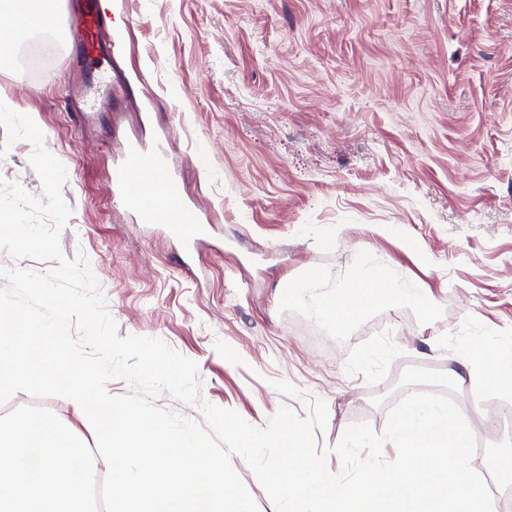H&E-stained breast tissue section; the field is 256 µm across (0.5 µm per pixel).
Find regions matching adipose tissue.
I'll list each match as a JSON object with an SVG mask.
<instances>
[{"label": "adipose tissue", "instance_id": "1", "mask_svg": "<svg viewBox=\"0 0 512 512\" xmlns=\"http://www.w3.org/2000/svg\"><path fill=\"white\" fill-rule=\"evenodd\" d=\"M53 0H42V7L34 14L20 16L0 0V44L10 45L24 32L41 24L51 14ZM324 276L311 271L304 287L312 294V312L319 317L343 320L371 308H383L399 301L423 303L424 298L414 281L399 273L393 263L384 257L367 259L358 273L346 284L338 287L333 302L317 296Z\"/></svg>", "mask_w": 512, "mask_h": 512}]
</instances>
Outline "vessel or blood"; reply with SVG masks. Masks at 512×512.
<instances>
[{
	"label": "vessel or blood",
	"instance_id": "1",
	"mask_svg": "<svg viewBox=\"0 0 512 512\" xmlns=\"http://www.w3.org/2000/svg\"><path fill=\"white\" fill-rule=\"evenodd\" d=\"M111 23L112 14L102 8L101 0H86L82 13L68 27L80 62L94 68L87 79V88L97 100L103 101L112 94V82L103 78L97 68L112 60L113 46L103 37ZM156 179L161 181L166 197L164 202L152 204L148 201L147 183ZM113 190L126 207L137 213L142 223L167 225L171 234L193 245L208 234L207 222L186 210L178 182L167 173L162 154L129 147L113 172Z\"/></svg>",
	"mask_w": 512,
	"mask_h": 512
}]
</instances>
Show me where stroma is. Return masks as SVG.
<instances>
[{
  "label": "stroma",
  "mask_w": 512,
  "mask_h": 512,
  "mask_svg": "<svg viewBox=\"0 0 512 512\" xmlns=\"http://www.w3.org/2000/svg\"><path fill=\"white\" fill-rule=\"evenodd\" d=\"M115 20L113 106L65 108V14L0 47V100L64 165V258H86L119 336L195 361L200 397L265 427L281 406L328 407L319 447L383 432L409 366L444 372L462 413L488 396L512 341V0H102ZM170 135L185 199L218 217L183 242L116 205L130 143ZM0 180L43 195L33 146L0 126ZM333 245H324L326 233ZM415 280L405 301L335 323L298 300L310 271L333 299L368 256ZM284 380L299 391L286 397Z\"/></svg>",
  "instance_id": "1"
}]
</instances>
